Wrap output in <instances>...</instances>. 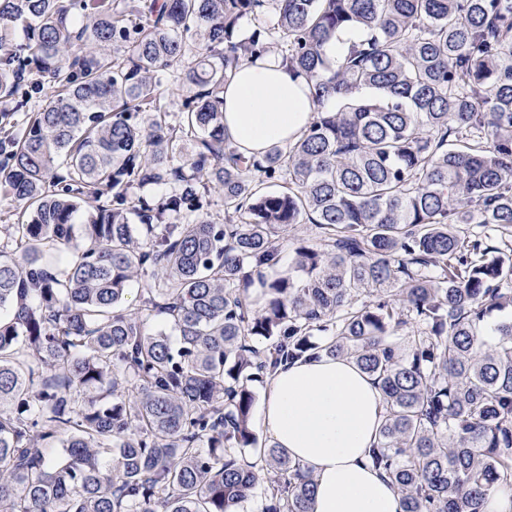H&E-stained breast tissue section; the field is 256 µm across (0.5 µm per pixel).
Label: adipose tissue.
<instances>
[{"label":"adipose tissue","instance_id":"ef3b65f1","mask_svg":"<svg viewBox=\"0 0 512 512\" xmlns=\"http://www.w3.org/2000/svg\"><path fill=\"white\" fill-rule=\"evenodd\" d=\"M307 76L275 54L243 63L224 87V128L247 154L294 142L313 118ZM386 404L351 359L303 356L269 377L258 423L314 482L313 512H402L369 461Z\"/></svg>","mask_w":512,"mask_h":512}]
</instances>
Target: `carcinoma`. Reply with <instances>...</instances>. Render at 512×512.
Here are the masks:
<instances>
[{
  "label": "carcinoma",
  "mask_w": 512,
  "mask_h": 512,
  "mask_svg": "<svg viewBox=\"0 0 512 512\" xmlns=\"http://www.w3.org/2000/svg\"><path fill=\"white\" fill-rule=\"evenodd\" d=\"M264 7L274 23L239 37ZM274 45L314 118L247 156L224 84ZM189 56L170 124L155 75ZM25 74L57 95L0 183L20 207L0 250V512H236L260 484L261 512H312L311 473L251 418L256 385L322 353L378 379L372 461L403 512H485L512 490V0H0V96ZM160 184L175 193L128 201ZM216 190L224 223L195 219ZM307 223L319 247L267 278ZM281 245V256L283 264H288L294 257V248L299 240L307 242V244L318 243V230L313 224H297V226L288 229L283 234Z\"/></svg>",
  "instance_id": "1"
}]
</instances>
